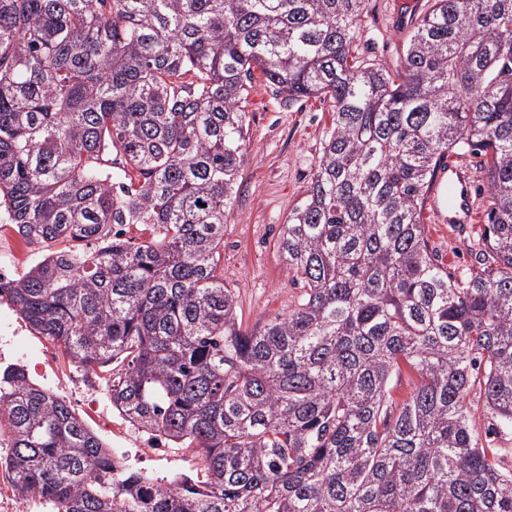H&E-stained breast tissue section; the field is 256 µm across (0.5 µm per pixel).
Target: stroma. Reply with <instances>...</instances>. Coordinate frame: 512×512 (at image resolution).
Masks as SVG:
<instances>
[{"label": "stroma", "instance_id": "1", "mask_svg": "<svg viewBox=\"0 0 512 512\" xmlns=\"http://www.w3.org/2000/svg\"><path fill=\"white\" fill-rule=\"evenodd\" d=\"M431 0H368L359 47L364 57L396 66L407 35ZM249 140L239 192L224 227L221 264L224 284L239 302L243 328L249 329L287 314L300 289L283 265L276 242L292 211L306 196L315 165L331 128L329 102L309 99L296 105L277 96L263 76H256L247 98ZM429 243L456 276L474 260L466 241L447 225L426 223ZM20 362L30 378L62 396L70 405L89 399L98 405L90 427L108 448L124 452L125 466L167 483L174 479L204 480L205 466L197 449L161 444L140 447L128 423L112 408L101 379L71 366L46 337L34 334L12 304L0 303V363Z\"/></svg>", "mask_w": 512, "mask_h": 512}]
</instances>
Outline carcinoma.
<instances>
[{
  "label": "carcinoma",
  "instance_id": "cac0c4a2",
  "mask_svg": "<svg viewBox=\"0 0 512 512\" xmlns=\"http://www.w3.org/2000/svg\"><path fill=\"white\" fill-rule=\"evenodd\" d=\"M368 0H0V212L44 251L10 301L206 480L112 460L0 367L13 487L44 512H512L470 393L512 433V0H432L390 69ZM260 70L333 119L278 249L302 294L250 331L219 269ZM489 204L460 279L425 234L451 155ZM149 240L134 242L131 227ZM59 243L60 249H52ZM418 377L397 400L391 379Z\"/></svg>",
  "mask_w": 512,
  "mask_h": 512
}]
</instances>
